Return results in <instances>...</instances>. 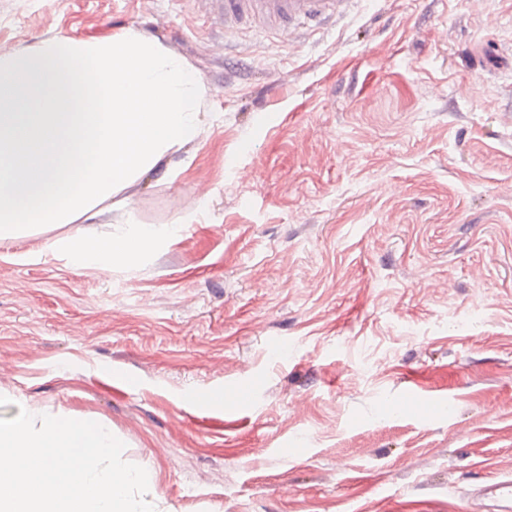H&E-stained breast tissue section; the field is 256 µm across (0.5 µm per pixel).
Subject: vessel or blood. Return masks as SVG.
Listing matches in <instances>:
<instances>
[{"mask_svg":"<svg viewBox=\"0 0 512 512\" xmlns=\"http://www.w3.org/2000/svg\"><path fill=\"white\" fill-rule=\"evenodd\" d=\"M224 20V31L235 34L257 27L277 36L305 27L318 28L345 16L354 0H212ZM482 512H512V483L497 481L479 489Z\"/></svg>","mask_w":512,"mask_h":512,"instance_id":"b4317fda","label":"vessel or blood"}]
</instances>
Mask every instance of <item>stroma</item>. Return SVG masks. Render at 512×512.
I'll use <instances>...</instances> for the list:
<instances>
[{"label":"stroma","instance_id":"35a3bbf8","mask_svg":"<svg viewBox=\"0 0 512 512\" xmlns=\"http://www.w3.org/2000/svg\"><path fill=\"white\" fill-rule=\"evenodd\" d=\"M211 10L0 0V52L132 30L206 88L168 177L0 245V418L104 425L155 512H476L512 479V0L279 38ZM130 221L180 233L103 272L47 248Z\"/></svg>","mask_w":512,"mask_h":512}]
</instances>
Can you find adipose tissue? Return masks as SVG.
<instances>
[{"instance_id": "adipose-tissue-1", "label": "adipose tissue", "mask_w": 512, "mask_h": 512, "mask_svg": "<svg viewBox=\"0 0 512 512\" xmlns=\"http://www.w3.org/2000/svg\"><path fill=\"white\" fill-rule=\"evenodd\" d=\"M174 228L128 224L121 232L105 237L68 236L49 243L52 251L86 266L109 267L133 262L142 252L169 240Z\"/></svg>"}]
</instances>
